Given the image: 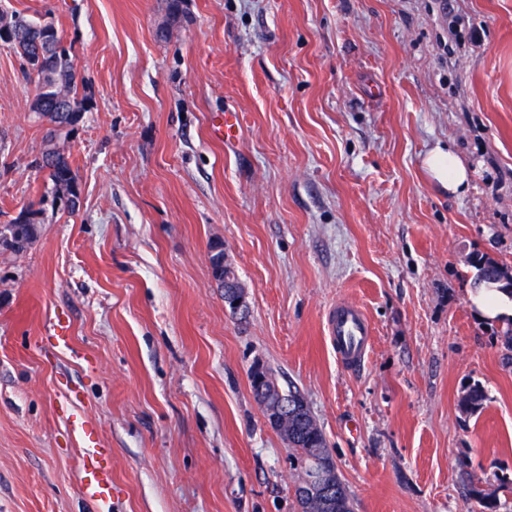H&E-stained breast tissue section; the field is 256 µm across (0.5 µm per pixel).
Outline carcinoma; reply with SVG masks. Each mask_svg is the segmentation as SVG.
Returning <instances> with one entry per match:
<instances>
[{
	"mask_svg": "<svg viewBox=\"0 0 512 512\" xmlns=\"http://www.w3.org/2000/svg\"><path fill=\"white\" fill-rule=\"evenodd\" d=\"M29 20L22 15V24L13 36L10 47L13 48L28 66H38L43 74L40 96L49 104L52 113L49 119L75 131L83 121L85 113L90 110L91 98L79 91V83L69 78V72L75 65L71 52H51L41 56L36 53V40H48L51 37L53 23L46 21L31 30L25 24ZM45 153H54L59 160L45 165L48 178L52 183V193L71 192L77 186L76 175L69 158L58 149L52 147ZM42 211H37L25 221L11 220L4 225V230L23 239L36 240L39 235ZM469 263L476 270L474 286L480 288H496L512 296V287L507 288L498 276L493 259L484 254L470 258ZM497 336L503 348V360L512 362V319L502 324ZM250 385L254 398L262 397L266 404L263 414L270 426L282 436L288 447L295 451V459L300 470L297 490L305 491V495L297 499L299 512H354V500L346 483L337 470L332 450L329 448L325 434L312 415L304 396L298 390L282 389L273 371L258 362L251 366ZM288 401V413L279 412L280 401ZM486 400V393L479 384H471L464 388L460 398V410L466 414H475ZM317 469L326 470L332 477L336 491L332 497H322L315 486L309 482L312 472ZM472 492L483 504L486 512H497L499 505L498 492L512 494V480L504 477L493 491L476 487L475 475L465 470Z\"/></svg>",
	"mask_w": 512,
	"mask_h": 512,
	"instance_id": "1",
	"label": "carcinoma"
}]
</instances>
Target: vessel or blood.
Listing matches in <instances>:
<instances>
[{
    "instance_id": "1",
    "label": "vessel or blood",
    "mask_w": 512,
    "mask_h": 512,
    "mask_svg": "<svg viewBox=\"0 0 512 512\" xmlns=\"http://www.w3.org/2000/svg\"><path fill=\"white\" fill-rule=\"evenodd\" d=\"M328 333L341 364L350 370L358 369L368 353L372 335L370 323L363 311L348 303L338 305L329 314ZM104 453V448L94 446L88 449L83 459L85 494L95 502L108 499L112 490L110 472L99 465Z\"/></svg>"
}]
</instances>
